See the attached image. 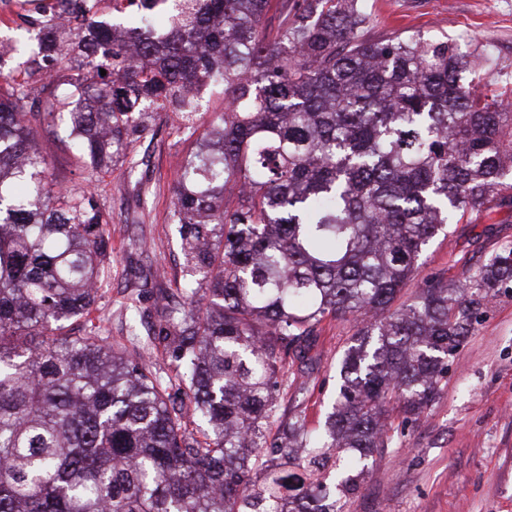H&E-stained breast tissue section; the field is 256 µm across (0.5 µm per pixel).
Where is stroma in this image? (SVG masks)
<instances>
[{"label": "stroma", "mask_w": 512, "mask_h": 512, "mask_svg": "<svg viewBox=\"0 0 512 512\" xmlns=\"http://www.w3.org/2000/svg\"><path fill=\"white\" fill-rule=\"evenodd\" d=\"M366 36L385 39L404 31L457 40L486 84L512 74V0H368ZM197 135L176 134L159 122L135 151L143 160L141 185L117 169L99 184L97 200L112 214V275L102 288L100 315L109 340L127 332L120 306L133 287L153 308L154 289L142 277L164 268L163 288H181V247L171 224L172 188ZM39 147L54 180L77 183L78 165L67 144L43 135ZM512 246V203L496 201L481 219L461 221L452 236L429 245L412 295L424 280L464 279L496 250ZM349 322L328 320L308 354L305 389L289 388L309 427L331 408L340 360L350 344ZM389 447L374 455L345 512H512V293L499 294L448 361L435 402L418 423L399 426Z\"/></svg>", "instance_id": "stroma-1"}]
</instances>
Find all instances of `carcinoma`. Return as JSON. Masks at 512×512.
I'll return each mask as SVG.
<instances>
[{
    "label": "carcinoma",
    "mask_w": 512,
    "mask_h": 512,
    "mask_svg": "<svg viewBox=\"0 0 512 512\" xmlns=\"http://www.w3.org/2000/svg\"><path fill=\"white\" fill-rule=\"evenodd\" d=\"M100 2L52 0L70 28L0 49V512H344L394 419L420 420L512 292L509 247L401 300L430 241L512 189V80L482 91L446 39L366 38V0H286L274 34L271 0H112L138 13L120 22ZM47 62L63 92L41 105ZM218 85L224 111H199ZM169 110L207 123L173 191L183 287L146 340L110 343L95 195ZM59 130L78 187L35 143ZM328 319L355 333L313 431L280 386Z\"/></svg>",
    "instance_id": "cac0c4a2"
}]
</instances>
